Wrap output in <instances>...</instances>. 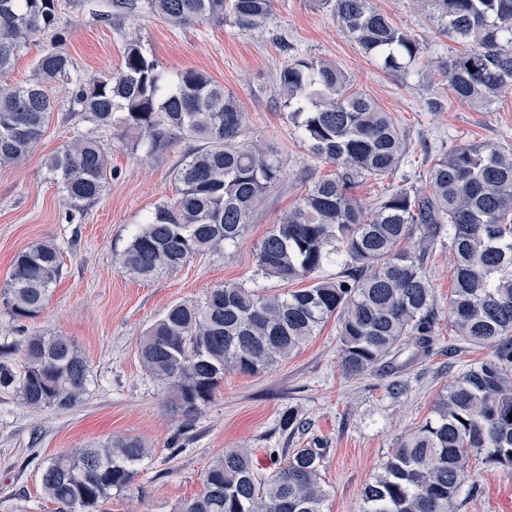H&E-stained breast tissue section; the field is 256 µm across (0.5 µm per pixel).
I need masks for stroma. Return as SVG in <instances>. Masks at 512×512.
<instances>
[{
	"instance_id": "1",
	"label": "stroma",
	"mask_w": 512,
	"mask_h": 512,
	"mask_svg": "<svg viewBox=\"0 0 512 512\" xmlns=\"http://www.w3.org/2000/svg\"><path fill=\"white\" fill-rule=\"evenodd\" d=\"M375 9L416 38L422 52L412 75L384 70L366 55L319 0H273L272 18L254 29L199 23L175 26L151 14L113 9L112 0H60L55 30L22 48L8 80L32 79L42 48L59 40L85 80L118 74L125 44L140 41L166 73L196 69L231 93L245 114L248 139L272 151L279 181L258 206L236 244L192 259L164 279L145 282L122 273L132 235L155 207L177 196L174 169L188 149L176 143L155 157L136 151L134 136L104 132L112 180L94 205L69 214L44 165L64 143L91 133L79 113L61 105L37 148L20 162L0 166V289L19 252L37 242L56 244L62 272L38 317L12 322L0 307V344L32 335L71 338L90 368L81 402L68 411L30 409L18 394L0 391V512H55L43 495L40 467L58 453L133 437L149 450L132 486L114 493L110 512H177L202 488L208 466L228 448H248L263 472L300 448L324 451L321 478L326 512H358L365 484L380 472L398 438L436 415L443 394L484 348L459 341L448 318L453 266L447 241L424 262L437 301L438 324L430 353L406 347L361 376L347 374L339 354V322L330 317L301 349L256 375L225 370L211 402L188 415L144 368L138 342L169 307L202 300L227 282L286 292L256 262L261 240L313 182L336 168L312 156L299 139L278 94L281 70L299 57L335 63L352 90L389 112L406 137L397 170L366 177L353 190L365 209L389 189L426 190L437 155L461 143L512 149V90L482 110L455 100L442 67L455 43L442 36L416 0H371ZM405 388L395 393L394 381ZM294 414L298 429L284 428ZM472 487L458 512H512V468L473 461Z\"/></svg>"
}]
</instances>
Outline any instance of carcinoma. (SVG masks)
Instances as JSON below:
<instances>
[{
	"label": "carcinoma",
	"mask_w": 512,
	"mask_h": 512,
	"mask_svg": "<svg viewBox=\"0 0 512 512\" xmlns=\"http://www.w3.org/2000/svg\"><path fill=\"white\" fill-rule=\"evenodd\" d=\"M364 53L383 68L408 71L420 43L370 0H319ZM439 30L462 46L443 70L456 99L487 108L512 89V0H419ZM58 0H0V166L27 157L61 101L98 130L137 134L149 156L177 140L191 143L174 169L177 197L159 204L121 258L129 277L154 281L197 254L232 245L281 174L276 157L242 139L243 113L233 95L190 69L170 80L137 41L117 75L85 81L60 45L50 43L24 86L6 81L17 53L57 25ZM173 25L240 29L271 19L272 0H147ZM279 92L314 157L336 166L283 215L257 249L266 274L283 283L310 277L344 258L342 275L268 295L227 283L200 302L172 305L138 346L146 370L191 414L207 405L224 370L256 374L296 352L331 316H339L341 362L360 376L395 351L432 343L437 307L424 256L448 231L454 289L448 301L458 338L488 349L448 388L436 417L402 436L382 471L363 488L361 512H456L471 459L512 467V151L457 146L427 173L429 192L391 190L371 211L349 194L362 176L394 171L406 152L391 115L349 92L345 74L317 58H297L280 74ZM75 210L106 193L112 170L104 146L79 137L47 161ZM419 234L417 247L401 244ZM62 271L60 250L35 243L16 257L0 293L16 322L37 316ZM89 366L60 335L0 345V390L32 409H72L85 393ZM148 455L136 438L66 450L41 469L44 495L57 512H103L112 491L130 487ZM323 449L300 448L270 473L257 471L246 448H230L204 472L202 490L179 512H325Z\"/></svg>",
	"instance_id": "cac0c4a2"
}]
</instances>
